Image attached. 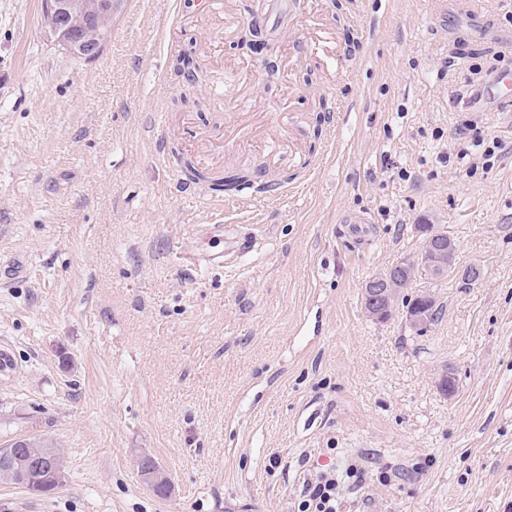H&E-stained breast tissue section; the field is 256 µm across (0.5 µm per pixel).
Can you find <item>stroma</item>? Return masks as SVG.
<instances>
[{
  "label": "stroma",
  "instance_id": "stroma-1",
  "mask_svg": "<svg viewBox=\"0 0 512 512\" xmlns=\"http://www.w3.org/2000/svg\"><path fill=\"white\" fill-rule=\"evenodd\" d=\"M41 2L0 0V445L48 439L65 478L0 482V512H294L310 465L356 461L339 512H512V102L486 96L512 71V9L323 0L334 64L293 24L309 0H124L86 61ZM310 69L335 135L313 133ZM465 118L502 150L457 159ZM160 134L214 169L298 177L279 201L179 191ZM205 224L224 231L199 240ZM424 224L455 240L456 271L367 318L364 284L419 254ZM425 292L442 313L420 333L406 303Z\"/></svg>",
  "mask_w": 512,
  "mask_h": 512
}]
</instances>
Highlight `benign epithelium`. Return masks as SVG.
<instances>
[{"mask_svg": "<svg viewBox=\"0 0 512 512\" xmlns=\"http://www.w3.org/2000/svg\"><path fill=\"white\" fill-rule=\"evenodd\" d=\"M122 0H43V11L55 19L51 31L59 45L68 53L85 60L97 58L112 32V20L120 11ZM455 247L454 241H445L432 234L425 238V258L432 265L444 260ZM393 277L383 274L371 279L365 286V310L369 317L381 320L390 306L389 286ZM141 457L143 480L150 486L168 489V480L159 470L146 465ZM50 469L63 483L64 472L50 448H30L28 441L17 439L0 447V478L24 482L31 466Z\"/></svg>", "mask_w": 512, "mask_h": 512, "instance_id": "7a95c632", "label": "benign epithelium"}]
</instances>
